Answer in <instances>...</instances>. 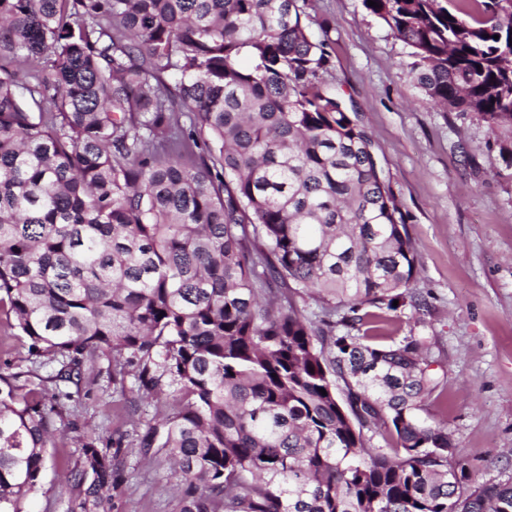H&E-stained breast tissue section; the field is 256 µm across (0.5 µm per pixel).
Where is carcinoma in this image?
<instances>
[{
  "label": "carcinoma",
  "mask_w": 512,
  "mask_h": 512,
  "mask_svg": "<svg viewBox=\"0 0 512 512\" xmlns=\"http://www.w3.org/2000/svg\"><path fill=\"white\" fill-rule=\"evenodd\" d=\"M299 2L0 0V311L30 355L0 372V512L42 486L60 384L104 360L113 389L176 397L140 448L171 462L179 512H512V481L469 487L419 419L424 338L364 330L426 302ZM375 2L431 104L512 132V0ZM292 284L346 312L315 326L280 304ZM114 447L83 444L69 512L99 505Z\"/></svg>",
  "instance_id": "obj_1"
}]
</instances>
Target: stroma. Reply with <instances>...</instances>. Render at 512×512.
Returning a JSON list of instances; mask_svg holds the SVG:
<instances>
[{
	"instance_id": "obj_1",
	"label": "stroma",
	"mask_w": 512,
	"mask_h": 512,
	"mask_svg": "<svg viewBox=\"0 0 512 512\" xmlns=\"http://www.w3.org/2000/svg\"><path fill=\"white\" fill-rule=\"evenodd\" d=\"M302 20L326 42L320 83L370 131L416 255L412 283L423 312L390 313L394 339L425 337L438 386L420 419L447 424L454 460L473 481L512 478V134L470 112L433 107L410 49L362 0H304ZM68 414L48 446L43 485L26 512H67L68 475L91 439L121 441L113 486L93 512H177L164 455H144L139 434L174 407L114 393L107 373L66 385Z\"/></svg>"
}]
</instances>
